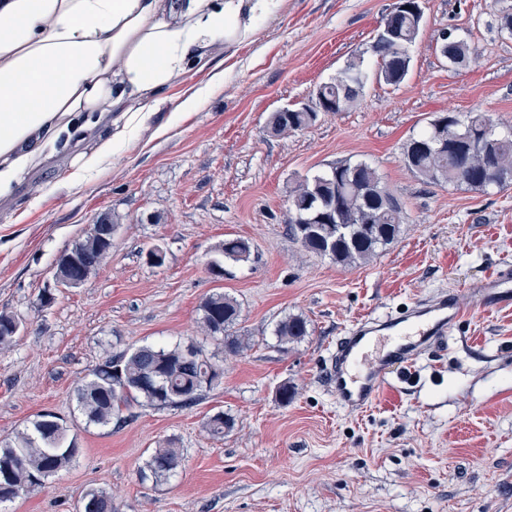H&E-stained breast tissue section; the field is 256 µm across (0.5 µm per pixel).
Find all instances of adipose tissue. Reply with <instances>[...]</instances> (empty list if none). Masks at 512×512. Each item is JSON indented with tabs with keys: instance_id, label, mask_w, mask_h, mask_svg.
<instances>
[{
	"instance_id": "obj_1",
	"label": "adipose tissue",
	"mask_w": 512,
	"mask_h": 512,
	"mask_svg": "<svg viewBox=\"0 0 512 512\" xmlns=\"http://www.w3.org/2000/svg\"><path fill=\"white\" fill-rule=\"evenodd\" d=\"M272 0H0V197L58 144L71 177L101 171L117 140L220 46L248 37Z\"/></svg>"
}]
</instances>
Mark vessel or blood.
<instances>
[{"label":"vessel or blood","instance_id":"1","mask_svg":"<svg viewBox=\"0 0 512 512\" xmlns=\"http://www.w3.org/2000/svg\"><path fill=\"white\" fill-rule=\"evenodd\" d=\"M512 306V267L485 278L462 309L455 292L412 301L398 315L368 316L354 321L336 343L324 371L337 403L351 412L375 405L395 369L411 367L428 350L444 346L466 311L487 312Z\"/></svg>","mask_w":512,"mask_h":512}]
</instances>
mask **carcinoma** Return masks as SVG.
<instances>
[{
  "label": "carcinoma",
  "instance_id": "obj_1",
  "mask_svg": "<svg viewBox=\"0 0 512 512\" xmlns=\"http://www.w3.org/2000/svg\"><path fill=\"white\" fill-rule=\"evenodd\" d=\"M396 40L416 39L412 12L405 9L395 18ZM411 57L392 55L383 72L388 85L400 84L408 75ZM361 61H350L340 77L325 83V97L341 112L358 96L347 86L364 82ZM310 125L307 112H285L276 132L301 131ZM404 162L413 173L434 184L465 183L476 189L504 187L512 183V123L495 124L480 110L459 117L448 114V123L411 137L404 147ZM405 215L398 199L382 184L377 172L365 162L340 161L329 170L305 179L290 196L288 234L304 251L327 256L347 266L363 262L393 244ZM251 251L242 238H228L216 249L206 268L216 280L224 278V260H244ZM204 332L224 349L241 353L249 342L232 334L241 306L237 299L215 292L200 305ZM23 321L16 315L0 313V349L12 345ZM310 334L309 323L301 315L280 320L274 336L286 347ZM223 371L203 346L191 343L171 347L142 345L108 354L81 380L75 389L85 424L106 427L125 421L122 408L133 404L154 408H188L209 389V373ZM234 419L218 412L207 421L209 433L224 436ZM79 448L69 438V427L52 413L37 416L14 438L0 442V507L66 470L77 458ZM179 449L161 446L153 450L140 469L143 481L166 480L179 466ZM77 512H116L112 497L103 489L89 488Z\"/></svg>",
  "mask_w": 512,
  "mask_h": 512
}]
</instances>
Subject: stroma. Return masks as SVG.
I'll return each instance as SVG.
<instances>
[{
    "instance_id": "1",
    "label": "stroma",
    "mask_w": 512,
    "mask_h": 512,
    "mask_svg": "<svg viewBox=\"0 0 512 512\" xmlns=\"http://www.w3.org/2000/svg\"><path fill=\"white\" fill-rule=\"evenodd\" d=\"M394 0H276L249 38L180 77L155 112L119 143L101 171L70 178L59 149L0 199V311L24 324L0 350V441L37 415L69 426L80 454L7 512H76L81 492L105 489L117 512H512V308L472 315L447 348L411 374H393L366 413L339 406L323 362L356 318L418 298L474 288L512 265V185L429 183L403 161L407 140L441 113L480 110L512 122V0H423L425 22L405 80L375 78L368 47ZM452 29L470 47L453 65L437 50ZM360 58L367 79L345 111L306 129L269 134L272 113L315 101L321 85ZM209 92L193 112L179 100ZM365 162L398 198L397 241L369 261L336 265L289 236L297 183L339 161ZM119 229L85 284L40 295L60 254L97 215ZM251 244L216 282L206 263L224 239ZM165 253L146 262L149 247ZM220 291L241 313L233 331L250 350L206 339L199 306ZM308 319L302 342L279 347L276 323ZM203 343L224 367L191 408L135 406L121 425L85 427L74 397L105 352L145 344ZM294 387L280 403V385ZM232 416L210 435L208 419ZM182 451L175 472L140 482L148 451Z\"/></svg>"
}]
</instances>
